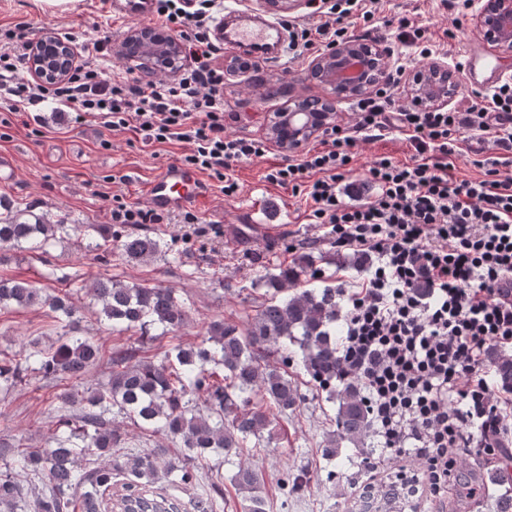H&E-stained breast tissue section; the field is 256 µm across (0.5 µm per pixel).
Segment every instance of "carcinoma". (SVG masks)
<instances>
[{
  "label": "carcinoma",
  "instance_id": "carcinoma-1",
  "mask_svg": "<svg viewBox=\"0 0 512 512\" xmlns=\"http://www.w3.org/2000/svg\"><path fill=\"white\" fill-rule=\"evenodd\" d=\"M78 229L90 250L101 249L112 237L132 260L160 250L157 241L124 238L110 224L93 234L0 201L1 249L28 240L45 246L57 235ZM299 277L300 271L288 268L267 276L271 298L259 306L245 330L213 321L201 342L178 345L159 361L139 356L137 349L107 351L77 334L75 309L66 298L31 281L0 279V305L47 306L57 313L60 327L56 344L19 352L0 364V392L12 390L33 373L80 384L101 364L111 368L106 385L61 396L65 404L81 405L80 414L61 419L47 447L18 448L0 438V512H102L107 503L101 490L111 488L118 476L127 479L124 508L171 512L168 499L156 492L158 484L191 485L195 465L207 454L229 462L249 440L268 443L280 436L278 416L301 402L286 370L297 357L312 379L326 384L328 398L338 401L336 429L324 440L325 459L336 460L345 442L364 443L370 416L358 384L349 382L336 390V289L289 292ZM87 295L99 321L117 331H139L143 346L160 336L176 337L187 324L186 303L172 288L99 278ZM495 367L501 385L512 389V356L497 357ZM114 413L179 445L180 453L168 458L164 448H130L135 434L113 421ZM31 475L42 481L39 494L28 488ZM232 481L243 494L241 512H265L261 470L239 463Z\"/></svg>",
  "mask_w": 512,
  "mask_h": 512
}]
</instances>
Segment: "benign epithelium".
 I'll return each instance as SVG.
<instances>
[{"label": "benign epithelium", "mask_w": 512, "mask_h": 512, "mask_svg": "<svg viewBox=\"0 0 512 512\" xmlns=\"http://www.w3.org/2000/svg\"><path fill=\"white\" fill-rule=\"evenodd\" d=\"M472 23L499 51L512 53V0H477ZM123 44L127 59L136 63L145 78L161 71L175 74L183 56L178 39L162 40L147 27L130 30ZM75 58L70 42L48 33L31 48L29 63L36 76L57 79L66 75ZM394 68L393 53L380 41L350 40L326 46L312 58L307 73L327 93L293 99L285 109L270 113L266 139L287 156L299 152L335 121L339 102L372 93ZM458 85L457 72L436 61L409 75L406 93L421 108H439L448 105Z\"/></svg>", "instance_id": "benign-epithelium-1"}]
</instances>
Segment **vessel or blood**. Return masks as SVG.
Instances as JSON below:
<instances>
[{"label": "vessel or blood", "instance_id": "b4317fda", "mask_svg": "<svg viewBox=\"0 0 512 512\" xmlns=\"http://www.w3.org/2000/svg\"><path fill=\"white\" fill-rule=\"evenodd\" d=\"M113 15L130 20H147L154 15V0H110ZM213 35L222 45L255 54L283 55L288 45L286 26L274 17H257L245 10H232L230 18H219ZM466 77H477L478 88H494L503 77L497 59L482 46L471 44L460 54ZM152 204L164 210L202 209L209 203L210 189L196 173L171 163L147 186Z\"/></svg>", "mask_w": 512, "mask_h": 512}]
</instances>
